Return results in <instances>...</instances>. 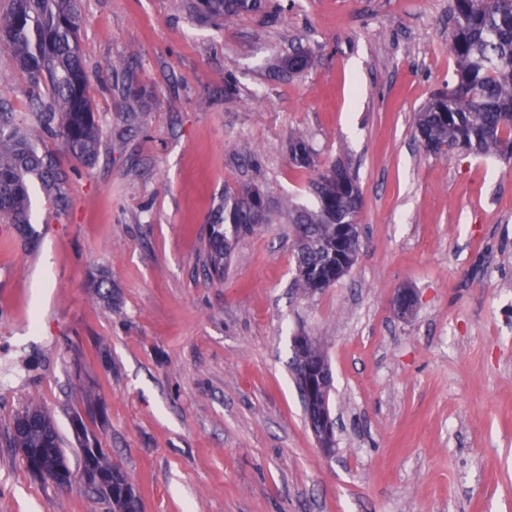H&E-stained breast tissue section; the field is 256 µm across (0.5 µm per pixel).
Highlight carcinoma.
<instances>
[{
	"label": "carcinoma",
	"instance_id": "1",
	"mask_svg": "<svg viewBox=\"0 0 512 512\" xmlns=\"http://www.w3.org/2000/svg\"><path fill=\"white\" fill-rule=\"evenodd\" d=\"M190 7L202 19L231 24L243 13L259 9L261 0H195ZM451 19L448 49L456 63L455 79L416 113V137L430 154L463 143L478 155L512 157V0H453ZM81 24V0H0V48L14 56L26 77L31 111L28 128L15 123L13 112L0 106V222L17 232L31 221L30 180H36L60 208L69 204V173L50 152L40 149L37 140H61L71 157L87 166L95 163L102 147L103 132L94 116L77 41ZM309 65V55L301 50L283 61V69L295 74ZM289 151L295 166L314 167L305 138H293ZM312 192V207L285 199L274 209L264 207L266 196L255 186L243 185L224 196V207L207 225L208 272L224 279L226 227L239 237L256 224L278 218L296 228L297 287L312 293L335 282L337 225L356 211L359 188L337 163L318 174ZM11 443L40 450L47 472L65 458L55 423L39 406L15 418ZM92 459L115 480L111 512H139L127 475L101 448Z\"/></svg>",
	"mask_w": 512,
	"mask_h": 512
}]
</instances>
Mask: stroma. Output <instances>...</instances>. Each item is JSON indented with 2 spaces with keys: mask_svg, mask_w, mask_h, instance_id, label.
Returning <instances> with one entry per match:
<instances>
[{
  "mask_svg": "<svg viewBox=\"0 0 512 512\" xmlns=\"http://www.w3.org/2000/svg\"><path fill=\"white\" fill-rule=\"evenodd\" d=\"M232 26L190 0H83L79 45L103 131L60 210L31 192L0 243V512H107L34 478L9 445L28 406L77 424L140 512H512V158L420 147L417 110L455 73L452 0H264ZM312 55L303 73L278 63ZM234 94H227V85ZM0 50V98L30 118ZM305 138L316 166L290 160ZM344 163L361 197L350 270L295 288L292 225L234 239L223 280L204 237L225 189L308 204ZM106 276L112 301L90 283ZM417 304L393 312L399 290ZM333 376L336 453L308 425L292 339Z\"/></svg>",
  "mask_w": 512,
  "mask_h": 512,
  "instance_id": "35a3bbf8",
  "label": "stroma"
}]
</instances>
